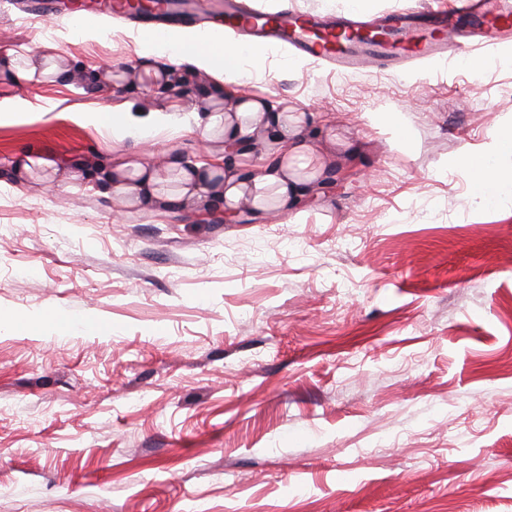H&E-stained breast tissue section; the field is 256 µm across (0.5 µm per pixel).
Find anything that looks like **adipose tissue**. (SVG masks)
Masks as SVG:
<instances>
[{"instance_id": "ef3b65f1", "label": "adipose tissue", "mask_w": 512, "mask_h": 512, "mask_svg": "<svg viewBox=\"0 0 512 512\" xmlns=\"http://www.w3.org/2000/svg\"><path fill=\"white\" fill-rule=\"evenodd\" d=\"M137 42L139 68L144 75L158 79L165 73L167 63L186 64L216 79V86L208 91L212 97L220 95L224 86L238 83L247 67L261 64L267 55L266 49L257 45L242 52L226 40L212 36L202 39L190 32H175L164 39L142 32ZM75 74L72 66L59 62L56 46L50 41L34 43L21 59L10 52L0 55V76L19 83H67ZM76 119L110 133L113 151H124L130 142L139 145L140 150L117 166L74 163L71 181L101 183L151 213L162 208L203 211L216 205L233 210L244 202L258 206L271 193L279 206L285 208L304 196L309 186L308 179L300 174L301 169L308 168L317 174L327 165L326 159L304 140V115L291 114L288 107L272 104L263 97H234L227 110L197 116V128L206 134L219 132L227 142L244 138L260 142L273 151L274 161L258 163L247 176L235 165L228 164L219 170L185 161L181 154L172 151L166 171L173 174L177 187L167 192L162 187V174L166 171H159L152 163L146 145L162 131H179L176 106L148 111L101 107L77 113ZM509 153L511 130L502 133L487 150L467 149L460 153L457 163L468 170L472 193L479 204L495 205L512 197V172L503 171L496 163L498 155Z\"/></svg>"}]
</instances>
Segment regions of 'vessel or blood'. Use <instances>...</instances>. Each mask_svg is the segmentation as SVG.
I'll list each match as a JSON object with an SVG mask.
<instances>
[{
  "mask_svg": "<svg viewBox=\"0 0 512 512\" xmlns=\"http://www.w3.org/2000/svg\"><path fill=\"white\" fill-rule=\"evenodd\" d=\"M112 10L159 34L175 26L230 29L242 40L286 45L340 70L379 68L391 59L403 63L434 56L466 57L471 49L460 41L464 34L484 46L512 38V0H456L449 14L421 9L416 15L395 14L378 24L304 16L291 9L266 14L248 8L244 0H224L220 13L187 15L176 9L173 0H153L149 9L140 12L131 0H113Z\"/></svg>",
  "mask_w": 512,
  "mask_h": 512,
  "instance_id": "vessel-or-blood-1",
  "label": "vessel or blood"
}]
</instances>
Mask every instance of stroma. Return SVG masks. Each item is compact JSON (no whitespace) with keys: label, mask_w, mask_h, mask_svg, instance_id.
Wrapping results in <instances>:
<instances>
[{"label":"stroma","mask_w":512,"mask_h":512,"mask_svg":"<svg viewBox=\"0 0 512 512\" xmlns=\"http://www.w3.org/2000/svg\"><path fill=\"white\" fill-rule=\"evenodd\" d=\"M60 0H0V51L43 38L98 75L0 82L33 114L0 125V512H512V202L473 200L462 148L512 126V42L481 68L419 59L341 73L274 49L233 91L314 113L336 183L289 211H143L66 165L112 158L77 112L205 113L211 76L138 91L136 29ZM364 21L451 0H247ZM101 26L87 40L70 19ZM409 121L411 150L373 125ZM206 164L223 142L158 138ZM25 150L63 162L18 179ZM89 316L105 334L40 327Z\"/></svg>","instance_id":"1"}]
</instances>
